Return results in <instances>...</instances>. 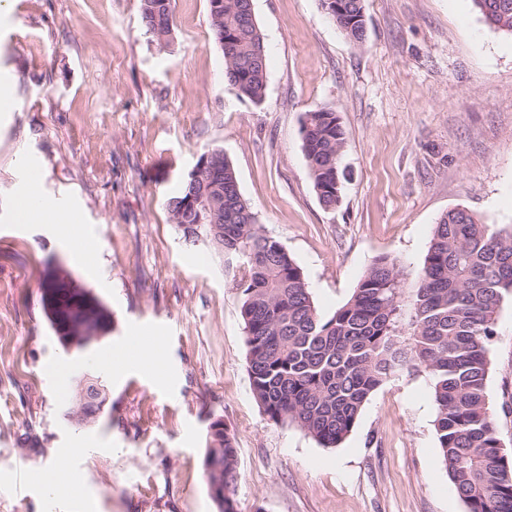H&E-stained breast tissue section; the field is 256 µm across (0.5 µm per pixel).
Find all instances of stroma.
<instances>
[{"label": "stroma", "instance_id": "1", "mask_svg": "<svg viewBox=\"0 0 512 512\" xmlns=\"http://www.w3.org/2000/svg\"><path fill=\"white\" fill-rule=\"evenodd\" d=\"M364 7L358 47L321 0H253L268 57L258 105L224 79L207 0H172L165 47L139 0H10L0 11V76L14 84L0 112V512H220L203 467L216 419L236 440V512H468L440 462L425 372L379 387L334 448L270 421L249 383L243 258L185 240L165 209L199 157L223 151L326 318L376 257L416 272L450 209L512 226V35L472 0ZM319 107L346 133L349 179L333 209L301 146V120ZM31 165L43 197L74 209L82 255L52 225H13ZM51 264L112 313L92 349L65 350L50 328L38 282ZM497 330L487 398L512 458V295ZM119 351L122 371L102 368ZM84 373L109 395L78 426L67 413ZM56 463L67 482L50 495L35 476Z\"/></svg>", "mask_w": 512, "mask_h": 512}]
</instances>
